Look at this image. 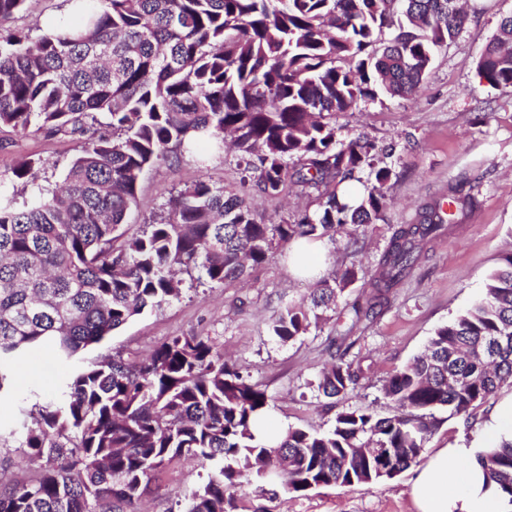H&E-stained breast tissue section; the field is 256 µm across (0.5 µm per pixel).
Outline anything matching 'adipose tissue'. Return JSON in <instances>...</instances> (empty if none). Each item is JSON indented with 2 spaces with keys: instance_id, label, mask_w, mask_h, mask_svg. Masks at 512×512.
<instances>
[{
  "instance_id": "ef3b65f1",
  "label": "adipose tissue",
  "mask_w": 512,
  "mask_h": 512,
  "mask_svg": "<svg viewBox=\"0 0 512 512\" xmlns=\"http://www.w3.org/2000/svg\"><path fill=\"white\" fill-rule=\"evenodd\" d=\"M411 495L418 512H505L475 452L444 447L415 470Z\"/></svg>"
}]
</instances>
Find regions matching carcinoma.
<instances>
[{"label":"carcinoma","instance_id":"1","mask_svg":"<svg viewBox=\"0 0 512 512\" xmlns=\"http://www.w3.org/2000/svg\"><path fill=\"white\" fill-rule=\"evenodd\" d=\"M24 2L0 0V25ZM466 21L459 0H76L59 32L0 28V128L80 136L61 187H42L28 160L13 175L31 195L19 202L0 189V399L29 347L49 340L68 362L178 297L180 274L241 278L276 243L383 220L391 169L371 141H339L328 117L381 94L412 95ZM476 70L512 91V14ZM228 133L238 191L197 181L141 234L124 236L147 170L177 152L203 163L207 151H224ZM364 170L374 183L351 204L342 184ZM290 183L316 192L318 209L291 223L258 220L247 197H276ZM447 223L436 204L422 223L393 228L372 291L351 306L355 321L377 314L420 242ZM354 279L347 269L313 291L311 306L285 305L273 334L288 342L305 333L310 312ZM359 378L340 358L317 388L332 399ZM507 378L512 250L485 296L391 375L394 414L355 408L324 432L289 428L270 444L254 433L266 393L209 337L174 336L142 360L84 366L60 399L32 407L20 447L44 473L0 486V512H136L151 477L186 456L212 469L183 512H239L246 485L266 494L377 483L380 463L400 472L420 463L435 410L467 416ZM477 457L512 506V440Z\"/></svg>","mask_w":512,"mask_h":512}]
</instances>
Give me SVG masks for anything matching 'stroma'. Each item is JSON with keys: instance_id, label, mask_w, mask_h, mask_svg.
<instances>
[{"instance_id": "35a3bbf8", "label": "stroma", "mask_w": 512, "mask_h": 512, "mask_svg": "<svg viewBox=\"0 0 512 512\" xmlns=\"http://www.w3.org/2000/svg\"><path fill=\"white\" fill-rule=\"evenodd\" d=\"M465 8L463 31L436 54L415 95L362 102L331 120L339 140L364 137L378 147H393L387 160L393 175L383 188V222L358 228L352 235L341 229L322 238L325 277L348 268L355 269L356 277L317 325L287 343L272 336L270 325L281 307L307 301L319 285L318 280L293 276L287 247L276 246L247 278L221 283L185 280L179 298L137 316L101 345L83 351L75 365L87 366L117 354L144 357L171 337L201 334L265 391L267 414L282 427L326 430L337 413L357 407L390 413L392 404L383 393L387 378L421 354L439 327L484 296L502 253L512 250V92L491 88L476 72L500 18L512 14V0H467ZM68 12V0H26L11 26L36 36L46 18ZM76 147V140L68 136H29L2 128L0 184L17 198L28 197L29 187L14 180L12 169L20 160L32 158L41 164L40 183L55 187ZM201 179L233 190L241 172L225 153L212 155L203 167L188 156L152 167L140 183L139 205L128 216L126 234L139 233L174 190ZM448 201L454 204L450 230L424 242L417 264L391 290L379 315L353 323L350 306L367 296L393 228L419 223L427 206ZM253 204L275 223L318 207L314 193L297 185L276 198L255 197ZM353 235L358 238L354 245L349 242ZM336 353L361 366L363 375L356 388L338 397L330 409L317 390V380ZM72 367L56 361L47 343L27 349L20 359L11 401L0 407V461L12 463L0 479L39 476V465L21 464L26 451L17 439L22 430L19 409L57 398ZM510 395L512 381L477 404L470 417L436 411L437 426L426 443V455L445 446L475 451L484 447L491 413ZM206 473L199 461L173 462L153 478L138 512H182ZM413 476L409 469L381 483L323 487L274 498L249 486L245 512H416L410 496Z\"/></svg>"}]
</instances>
